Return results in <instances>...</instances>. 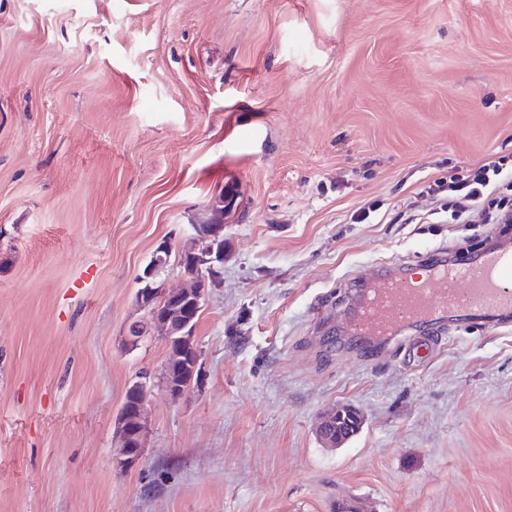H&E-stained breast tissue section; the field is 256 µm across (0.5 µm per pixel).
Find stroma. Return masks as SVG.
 Instances as JSON below:
<instances>
[{"label": "stroma", "mask_w": 512, "mask_h": 512, "mask_svg": "<svg viewBox=\"0 0 512 512\" xmlns=\"http://www.w3.org/2000/svg\"><path fill=\"white\" fill-rule=\"evenodd\" d=\"M502 155L512 0H0V512H512V328H414L440 341L414 361L335 334L377 265L484 252L426 188ZM219 199L173 399L165 342L126 329ZM340 404L364 424L329 448ZM136 385L141 391V397L133 418V427L130 430V428L126 426L127 412H125L121 423H119V435L123 437L121 441L122 453L119 460L120 464L126 467L136 465L141 460L145 448L149 381H147L146 376L140 377L139 380L136 381Z\"/></svg>", "instance_id": "35a3bbf8"}]
</instances>
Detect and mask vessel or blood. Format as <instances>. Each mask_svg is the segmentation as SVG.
I'll use <instances>...</instances> for the list:
<instances>
[{"instance_id":"obj_1","label":"vessel or blood","mask_w":512,"mask_h":512,"mask_svg":"<svg viewBox=\"0 0 512 512\" xmlns=\"http://www.w3.org/2000/svg\"><path fill=\"white\" fill-rule=\"evenodd\" d=\"M463 309L494 313L501 325L512 323V250L456 263L431 257L416 279L374 271L346 313L345 331L357 339H384Z\"/></svg>"}]
</instances>
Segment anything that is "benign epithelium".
<instances>
[{
    "label": "benign epithelium",
    "mask_w": 512,
    "mask_h": 512,
    "mask_svg": "<svg viewBox=\"0 0 512 512\" xmlns=\"http://www.w3.org/2000/svg\"><path fill=\"white\" fill-rule=\"evenodd\" d=\"M201 288L197 291V298L180 302L172 309L166 305L173 299L176 290H166L160 281L161 269L151 264L144 268L139 281L145 287L139 289L140 304L146 312L142 321H136L128 326L127 340L133 341L134 336L145 330L156 332L158 328L170 326V331L178 333L185 339L194 338L196 318L201 311L202 304L208 293V288L221 283L224 275V231L213 230L204 235L200 251L189 262ZM141 391L138 408L133 418V427L126 426V421L119 423V435L122 453L120 464L131 467L142 458L145 448L146 436V410L149 396V381L141 377L136 381ZM362 427L360 412L351 405L342 406L326 415L319 424L320 435L331 438L336 444H342Z\"/></svg>",
    "instance_id": "1"
}]
</instances>
